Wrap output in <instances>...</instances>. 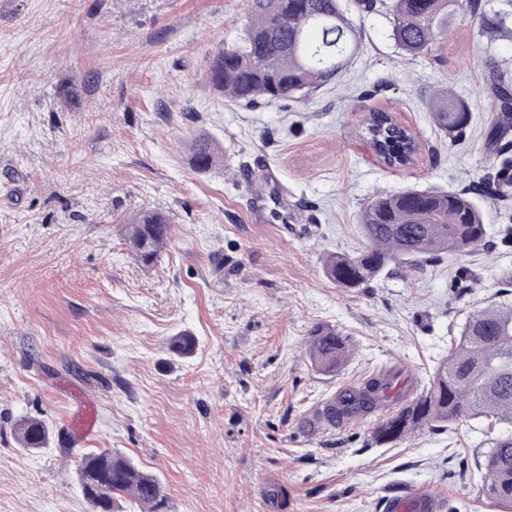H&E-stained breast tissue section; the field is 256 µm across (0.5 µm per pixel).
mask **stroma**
Instances as JSON below:
<instances>
[{
  "mask_svg": "<svg viewBox=\"0 0 512 512\" xmlns=\"http://www.w3.org/2000/svg\"><path fill=\"white\" fill-rule=\"evenodd\" d=\"M248 10L249 0H0V512H88L78 462L113 449L157 474L164 512H378L420 483L449 512H507L481 486L508 426L467 419L380 445L383 411L334 424L321 411L345 384L394 369L424 392L465 319L502 300L512 196L479 199L490 250L354 289L330 282L323 258L360 251L376 194L480 185L482 60L511 63L512 39L466 20L413 57L387 16L354 7L359 48L337 86L246 104L216 92L207 68L239 41ZM70 84L76 108L59 95ZM445 87L473 107L457 137L431 116ZM371 109L417 136L411 165L375 155L361 133ZM197 134L219 143L223 166L191 168ZM144 209L171 221L148 267L123 234ZM318 325L351 342L333 376L306 354ZM182 331L197 348L176 359L167 343ZM89 404L96 425L76 434ZM25 417L45 421L46 448L21 447Z\"/></svg>",
  "mask_w": 512,
  "mask_h": 512,
  "instance_id": "35a3bbf8",
  "label": "stroma"
}]
</instances>
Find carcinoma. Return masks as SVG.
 Returning <instances> with one entry per match:
<instances>
[{"mask_svg": "<svg viewBox=\"0 0 512 512\" xmlns=\"http://www.w3.org/2000/svg\"><path fill=\"white\" fill-rule=\"evenodd\" d=\"M345 0H249L248 21L238 45L220 48L208 65L211 86L222 95L246 103L297 99L336 81L357 46L356 30ZM364 10L378 6L392 15V38L406 54L418 57L436 50L451 26L469 20L495 36L512 32V0H499L488 12L481 0H357ZM492 112L486 145L499 163L473 191L409 186L373 197L361 212L366 247L357 255L331 253L325 276L340 288H362L386 269L414 272L448 252H465L487 243L488 231L477 197L512 190V159L502 157V142L512 138V77L493 57L484 61ZM432 114L445 134L463 133L472 119L470 104L451 89L434 94ZM363 130L380 160L389 167L410 165L418 141L385 111L365 115ZM190 164L209 172L223 164L215 141L204 134L189 143ZM170 221L161 212L141 210L124 225V236L136 260L150 266L168 245ZM197 340L188 333L172 337L169 352L192 356ZM346 336L330 326L310 332L309 356L315 368L334 374L349 355ZM389 403L397 409L376 424L379 444L403 439L435 424L492 417L512 425V301L491 303L469 316L455 346L434 373L426 392L409 399L398 376L376 375L345 395L328 413L330 420L364 416ZM23 447H45L49 430L37 418L16 425ZM509 445L496 440L485 455L483 493L512 507V435ZM81 493L90 512H114L117 496L127 495L147 512H160L164 488L157 476L119 453L82 456L78 470Z\"/></svg>", "mask_w": 512, "mask_h": 512, "instance_id": "1", "label": "carcinoma"}]
</instances>
